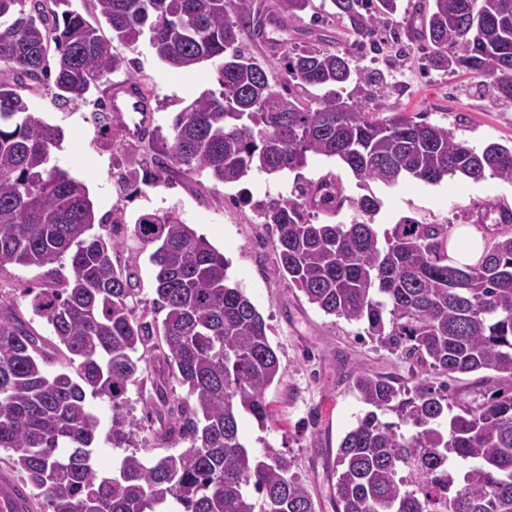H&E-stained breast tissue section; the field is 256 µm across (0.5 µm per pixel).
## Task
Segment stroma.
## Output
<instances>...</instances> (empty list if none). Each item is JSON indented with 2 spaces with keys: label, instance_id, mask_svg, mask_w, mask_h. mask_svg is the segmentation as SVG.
Masks as SVG:
<instances>
[{
  "label": "stroma",
  "instance_id": "obj_1",
  "mask_svg": "<svg viewBox=\"0 0 512 512\" xmlns=\"http://www.w3.org/2000/svg\"><path fill=\"white\" fill-rule=\"evenodd\" d=\"M319 37L347 53L361 69L384 74L386 114L402 112L447 127L456 139L476 148L493 142L512 144V101L495 99L485 79L461 70L427 67L414 43L404 50L390 44L375 53L364 50L331 17L328 6H318L316 12L304 13L301 20L291 22L280 34L281 49L269 48L248 32L242 34L241 41L245 53L267 62L277 73L284 50L309 45ZM116 51L126 64L112 75V84L131 75L143 79L154 122L161 127H169L177 112L217 86L214 63L207 61L186 72L174 70L155 58L148 37L130 47L117 46ZM27 99L34 116L63 129L64 138L51 157L85 182L98 215H108L119 207L130 224L142 213L172 210L224 255L232 280L263 315L283 372L281 380L266 392L272 421L262 429L255 420L243 417L242 437L253 451H261L268 443L294 457L298 474L314 495L316 512H336L327 454L364 410L350 387V375L364 370L405 380L408 365L365 338L363 325L324 315L289 288L278 268L272 234L258 218V201L290 191L296 181L331 173L348 198L371 193L381 200L375 218L379 231L391 229L405 216L445 224L454 231L473 223L482 213L487 217L486 234L491 237L497 232L494 220L498 209H512V184L491 176L478 182L448 176L436 184L410 177L393 185L361 184L340 162L313 156L297 174L252 172L238 183L223 185L208 174L195 173L122 193L112 176V157L128 142L124 131L102 135L92 117V104L57 110L42 87L28 91ZM39 282V271L33 267L0 270V300L13 303L20 317L43 334L47 327L32 315L23 293L24 288ZM89 405L100 423L95 441V462L100 470L111 471L120 458L133 451L152 455L149 429L135 430L128 443L115 445L109 434L111 404L93 399Z\"/></svg>",
  "mask_w": 512,
  "mask_h": 512
}]
</instances>
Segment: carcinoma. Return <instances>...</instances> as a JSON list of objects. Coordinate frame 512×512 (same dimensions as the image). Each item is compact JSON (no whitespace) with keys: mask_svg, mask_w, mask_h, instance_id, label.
<instances>
[{"mask_svg":"<svg viewBox=\"0 0 512 512\" xmlns=\"http://www.w3.org/2000/svg\"><path fill=\"white\" fill-rule=\"evenodd\" d=\"M68 2L0 0V269L42 270L41 287L24 295L49 328L40 335L0 302V449L40 497L23 512H147L169 497L182 512H316L294 458L268 445L256 455L241 439L242 415L262 429L271 421L265 392L282 373L265 319L224 255L172 211L138 216L134 238L155 246V298L141 306L138 249L116 260L123 242L112 231L123 218L97 217L86 184L51 161L62 131L29 113L21 90L47 85L59 109L85 102L122 68L113 43L132 46L145 33L175 70L218 62V89L178 112L168 133L152 129L141 164H116L122 194L203 171L233 184L301 169L310 155L338 159L361 183L488 174L512 183V145L477 150L446 127L382 115L383 78L332 50L281 59L288 83L321 93L276 89L239 47L253 0H95L109 39L81 13L57 11ZM400 2L330 0L348 35L372 48ZM276 8L295 21L315 6ZM403 36L428 49L430 66L469 71L512 100V0H432ZM353 82L372 90L345 94ZM346 201L329 173L258 207L288 286L327 315L365 323L411 369L409 384L350 375L365 411L329 462L336 512H512V392L496 379L512 378V233L459 267L446 224L404 217L379 234L372 195L352 201L348 224L312 222ZM149 359L163 373L142 420L166 423L152 437L161 447H188L132 451L105 475L90 464L98 420L87 397L112 404V438H125L129 388ZM477 371L488 372L480 397L452 401L448 379ZM168 377L186 397H168ZM388 412L397 420H382Z\"/></svg>","mask_w":512,"mask_h":512,"instance_id":"1","label":"carcinoma"}]
</instances>
